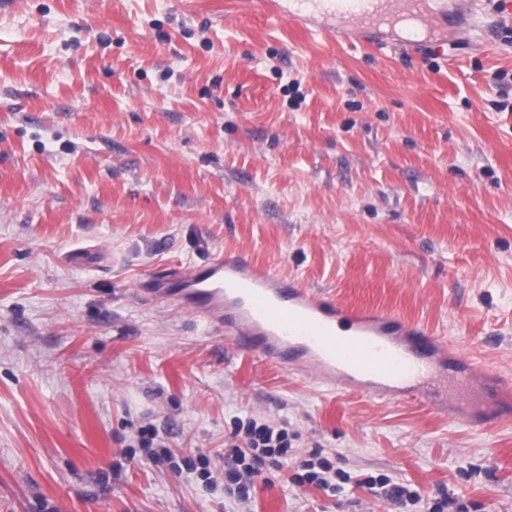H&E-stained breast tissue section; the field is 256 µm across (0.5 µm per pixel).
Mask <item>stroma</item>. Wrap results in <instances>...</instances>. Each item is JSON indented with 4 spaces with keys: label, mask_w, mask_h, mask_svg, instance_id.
Instances as JSON below:
<instances>
[{
    "label": "stroma",
    "mask_w": 512,
    "mask_h": 512,
    "mask_svg": "<svg viewBox=\"0 0 512 512\" xmlns=\"http://www.w3.org/2000/svg\"><path fill=\"white\" fill-rule=\"evenodd\" d=\"M321 36L256 0H0V512H237L236 418L350 477L249 512H512V428L339 392L145 281L242 253L428 326L512 399V13ZM155 430L172 457L140 454ZM364 483L377 496L385 498L399 506H405L407 503L417 505L425 500L421 495L406 485H398L384 475L377 477L368 476L364 479Z\"/></svg>",
    "instance_id": "35a3bbf8"
}]
</instances>
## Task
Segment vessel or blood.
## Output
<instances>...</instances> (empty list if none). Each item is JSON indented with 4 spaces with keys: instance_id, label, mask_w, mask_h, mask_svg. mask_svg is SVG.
I'll use <instances>...</instances> for the list:
<instances>
[{
    "instance_id": "b4317fda",
    "label": "vessel or blood",
    "mask_w": 512,
    "mask_h": 512,
    "mask_svg": "<svg viewBox=\"0 0 512 512\" xmlns=\"http://www.w3.org/2000/svg\"><path fill=\"white\" fill-rule=\"evenodd\" d=\"M310 2L332 35L335 19L370 21L383 0ZM150 293L222 329L238 348L299 367L336 390L419 401V380L433 371L452 372L450 390L462 397L483 392L492 379L472 356L413 320L343 306L241 256L171 267L152 280Z\"/></svg>"
}]
</instances>
